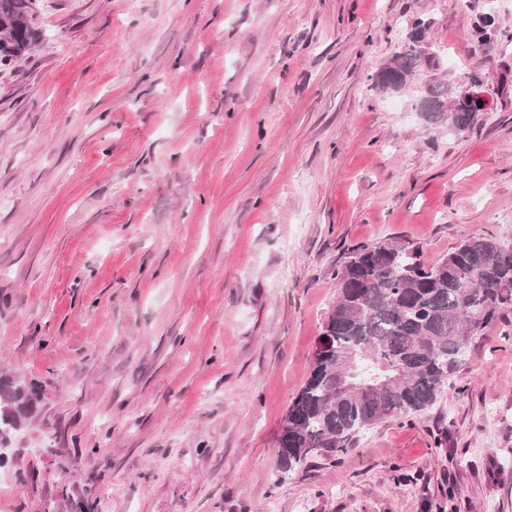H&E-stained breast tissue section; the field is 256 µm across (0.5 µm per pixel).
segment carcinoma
I'll use <instances>...</instances> for the list:
<instances>
[{
	"label": "carcinoma",
	"mask_w": 512,
	"mask_h": 512,
	"mask_svg": "<svg viewBox=\"0 0 512 512\" xmlns=\"http://www.w3.org/2000/svg\"><path fill=\"white\" fill-rule=\"evenodd\" d=\"M31 0H0V63L27 53L38 33L28 17ZM481 41H512L485 22ZM392 77L374 85L398 92L438 67L437 55L411 46L391 60ZM452 84L434 81L425 118L462 133L480 114L443 112ZM336 301L322 324L310 373L288 407L277 443L286 472L316 450L342 454L354 435L387 418L429 411L464 364L473 336L496 312L512 307V243L487 233L463 238L431 265L409 242L358 245L332 272ZM40 402L38 389L0 376V441L19 430Z\"/></svg>",
	"instance_id": "1"
}]
</instances>
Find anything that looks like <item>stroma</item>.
Returning <instances> with one entry per match:
<instances>
[{
    "label": "stroma",
    "mask_w": 512,
    "mask_h": 512,
    "mask_svg": "<svg viewBox=\"0 0 512 512\" xmlns=\"http://www.w3.org/2000/svg\"><path fill=\"white\" fill-rule=\"evenodd\" d=\"M512 0H32L0 64V512H512V309L427 413L279 472L356 245L512 242ZM492 108L373 87L408 20ZM469 79L479 80L481 77L478 73L470 71L460 76L457 81ZM455 81H433L427 90V112L423 113L425 118L433 122L434 125L448 123L457 132L462 133L471 129L478 122L480 113L463 110L455 112L460 102H467L478 112H487L491 108L492 102L481 87L472 81L461 82L455 91V95L448 99V91L457 84L450 83ZM443 99H448L446 104L448 112L440 110V101ZM479 101H482V106H478ZM40 400V393L34 385L7 374L0 376L1 444L32 417Z\"/></svg>",
    "instance_id": "obj_1"
}]
</instances>
